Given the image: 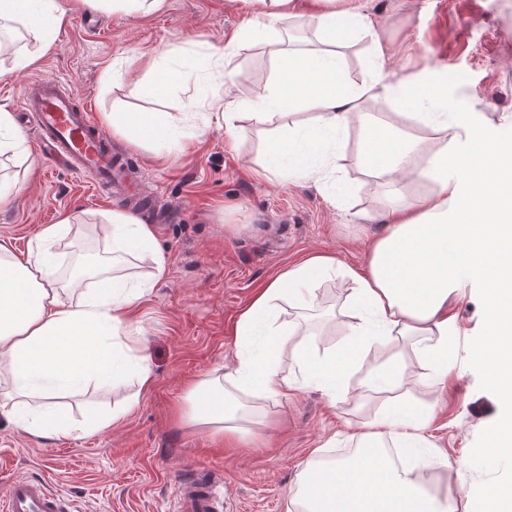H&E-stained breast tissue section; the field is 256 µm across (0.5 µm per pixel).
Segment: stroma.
I'll return each mask as SVG.
<instances>
[{
  "mask_svg": "<svg viewBox=\"0 0 512 512\" xmlns=\"http://www.w3.org/2000/svg\"><path fill=\"white\" fill-rule=\"evenodd\" d=\"M361 2L374 30L353 33L339 47L347 85L373 77V42L381 40L389 50L385 80L414 74L426 85L447 87L453 111L471 114L483 129L512 141V0ZM243 19L241 0H163L161 9L144 16L87 7L71 12L54 49L32 69L13 72L9 61L0 60V102L10 109H17L30 79H55L87 104L93 120L116 108L151 112L178 140L170 149L159 142L116 141L143 170L141 190L154 194L158 209L174 213L154 227V248L167 262V275L130 313L147 340L151 390L139 394L138 406L121 424L92 434L83 428L85 414L111 415L138 394L132 374L111 387L92 379L79 391H60L47 410L69 422V436L42 438L1 420L0 487L16 477L44 479L72 501L75 512H170L173 477L191 468L222 481L223 512H285L311 450L322 449L331 460L345 458L354 435L400 397L435 402L422 447L400 456L404 468L437 471L469 459L465 479L476 493L512 480V457L487 463L473 456L498 408L476 357L483 334L481 295L471 282L451 309L458 331L448 347L443 384L428 387L414 351L391 340L366 351L335 397L309 388L263 402L271 423L250 446L218 443L177 419L191 381L234 367L260 345L261 336L247 343L234 336L254 293L313 255L336 256L338 264L309 281L301 296L276 301L270 320L283 330L302 326L306 346L318 355L340 348L356 323V285L347 271L365 266L381 230L372 216L389 192L386 178L355 165V127L324 140L318 156L335 163L328 180H301L285 162L276 173L266 170L271 137L316 122L315 112L304 107L270 120L256 116L276 79L273 49L285 40L305 47L311 21L293 19L279 31L258 28L241 41L239 73L224 99L248 132L243 143L225 135L223 117L193 107V100L213 91L211 51L222 49ZM162 44L180 51L156 56ZM167 71L184 78L165 96H153V80ZM21 133V151L0 156V177L23 186L0 205V244L25 256L44 225L75 214L52 248L61 278L85 234L108 239L106 214L119 204L97 194L89 179L52 168L33 129ZM394 356L408 363L409 383L367 389L368 369Z\"/></svg>",
  "mask_w": 512,
  "mask_h": 512,
  "instance_id": "obj_1",
  "label": "stroma"
}]
</instances>
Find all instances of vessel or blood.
<instances>
[{"instance_id": "b4317fda", "label": "vessel or blood", "mask_w": 512, "mask_h": 512, "mask_svg": "<svg viewBox=\"0 0 512 512\" xmlns=\"http://www.w3.org/2000/svg\"><path fill=\"white\" fill-rule=\"evenodd\" d=\"M20 115L37 132L41 153L55 165L90 178L96 191L136 202L138 210L155 208L141 195L136 170L95 126L85 105L59 82H27ZM215 478L197 480L183 474L174 480V512H217L223 498ZM65 497L39 479L16 478L0 488V512H67Z\"/></svg>"}]
</instances>
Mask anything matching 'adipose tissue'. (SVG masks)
Here are the masks:
<instances>
[{
  "label": "adipose tissue",
  "mask_w": 512,
  "mask_h": 512,
  "mask_svg": "<svg viewBox=\"0 0 512 512\" xmlns=\"http://www.w3.org/2000/svg\"><path fill=\"white\" fill-rule=\"evenodd\" d=\"M0 20L18 21L36 33L46 53L68 11L60 0H0ZM365 24L364 14L354 6L318 11L314 27L321 49H274L278 80L263 98L275 114L302 106L317 113L318 133L267 144L272 159H293L298 178H325L326 165L311 164V155L324 136L355 126L361 132L356 165L388 179V204L377 216L382 233L368 252L366 270L352 275L359 321L339 351L326 358L312 355L295 332L273 329L257 354L192 382L178 417L205 428L217 441L237 444L264 431L267 420L252 412L255 398H285L309 386L335 395L361 354L390 336L412 342L433 383L442 382L448 375L445 358L454 330L449 301L462 288L466 273L481 287L484 329L477 356L485 365V380L498 403L512 406V143L449 114L447 90H424L420 78L393 83L376 78L345 87L337 47L347 33ZM379 96L392 97L403 107L418 106V119L431 127L434 139L381 123L365 112V103ZM102 122L114 135L133 136L143 144L165 136L150 112L115 110L103 113ZM408 181L428 182L432 191L407 197L402 185ZM107 219L113 255L151 249L150 225L121 210L109 212ZM72 221L67 213L60 223L43 227L24 261L0 244V382L5 385L0 415L44 437L66 433L69 426L58 416L27 423L25 397L47 399L56 390L114 377L127 366L140 392L153 386L150 357L127 317L145 295L146 284L129 288L115 276L87 290L79 281L61 286L55 276L50 247L62 226ZM335 265V257L314 255L281 272L240 315L238 339L255 334L273 301L293 295L295 285ZM108 335L115 337V344L105 343ZM285 353L297 365L299 380L280 376L278 361ZM431 413V408L399 401L377 414L369 431L358 437L359 456L328 463L310 459L286 512H468L470 491L464 478L451 486L436 480L429 492L409 473L391 466L381 452L389 442H418Z\"/></svg>",
  "instance_id": "obj_1"
}]
</instances>
